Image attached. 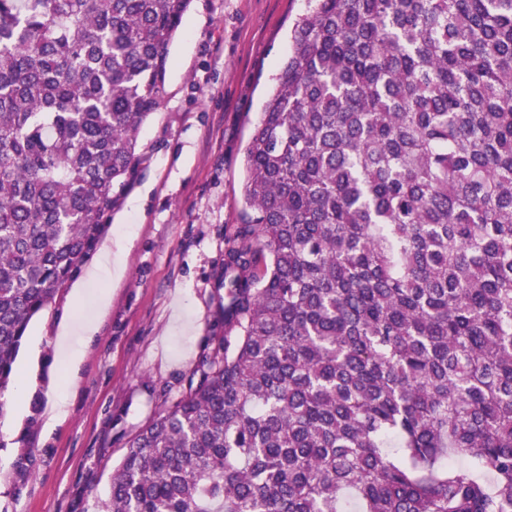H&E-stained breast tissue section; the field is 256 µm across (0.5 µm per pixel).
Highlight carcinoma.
Segmentation results:
<instances>
[{
	"instance_id": "carcinoma-1",
	"label": "carcinoma",
	"mask_w": 512,
	"mask_h": 512,
	"mask_svg": "<svg viewBox=\"0 0 512 512\" xmlns=\"http://www.w3.org/2000/svg\"><path fill=\"white\" fill-rule=\"evenodd\" d=\"M190 2L0 0V393L130 186ZM246 172L235 335L108 512H512V0H308Z\"/></svg>"
}]
</instances>
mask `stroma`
<instances>
[{"label": "stroma", "mask_w": 512, "mask_h": 512, "mask_svg": "<svg viewBox=\"0 0 512 512\" xmlns=\"http://www.w3.org/2000/svg\"><path fill=\"white\" fill-rule=\"evenodd\" d=\"M306 10L307 0H191L163 102L140 129V162L102 239H128L126 273L81 274L60 291L16 360L23 372L39 347L24 400L0 394V512H104L129 440L224 336L214 275L245 220V149ZM64 320L97 332L60 349ZM63 392L69 414L46 427L43 410Z\"/></svg>", "instance_id": "obj_1"}]
</instances>
